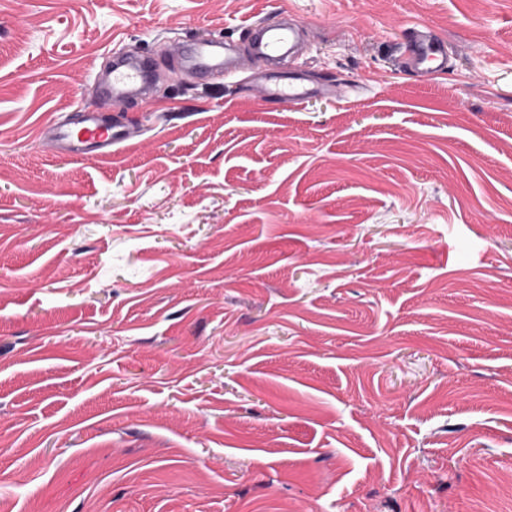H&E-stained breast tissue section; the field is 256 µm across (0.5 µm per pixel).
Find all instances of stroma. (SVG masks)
Here are the masks:
<instances>
[{
    "label": "stroma",
    "instance_id": "1",
    "mask_svg": "<svg viewBox=\"0 0 512 512\" xmlns=\"http://www.w3.org/2000/svg\"><path fill=\"white\" fill-rule=\"evenodd\" d=\"M284 11L336 94L263 97ZM0 512H512V0H0ZM288 12L281 14V19L263 22L257 27L255 41L256 55L265 60H274L282 55L284 48L295 40L299 30L297 21L288 22ZM440 40L427 28L411 29L408 64L416 70L438 72L448 67V59L439 49ZM223 39L203 40L190 47L189 52L181 58V63L199 74L232 75L241 69L242 63L226 55L224 58L217 48L223 46ZM98 86L110 103H124L141 94L157 79V73L146 60L114 62L107 76L96 75ZM133 138L127 126L102 119L98 112H83L77 122L58 124L47 136L54 149L75 159L112 155Z\"/></svg>",
    "mask_w": 512,
    "mask_h": 512
}]
</instances>
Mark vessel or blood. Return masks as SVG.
Instances as JSON below:
<instances>
[{"label":"vessel or blood","mask_w":512,"mask_h":512,"mask_svg":"<svg viewBox=\"0 0 512 512\" xmlns=\"http://www.w3.org/2000/svg\"><path fill=\"white\" fill-rule=\"evenodd\" d=\"M298 30V23L288 22L284 18L261 23L257 27L255 41L257 57L265 60L279 58L284 48L295 40ZM222 45L223 42L219 39L200 41L190 47L181 62L199 74L230 75L239 71L240 61L220 55L219 49ZM408 64L416 70L433 72L447 68L448 59L440 50L439 38L431 30L412 29ZM156 78L155 69L147 61L122 60L113 64L109 75L98 77L97 82L108 101L123 103L144 93ZM329 91V86H311L296 76L289 77L284 84L273 83L262 87L264 97L289 103H298ZM132 138L133 134L127 126L103 119L95 112L83 113L76 122L56 125L47 136L54 149L66 152L75 159L90 154L111 155Z\"/></svg>","instance_id":"vessel-or-blood-1"}]
</instances>
